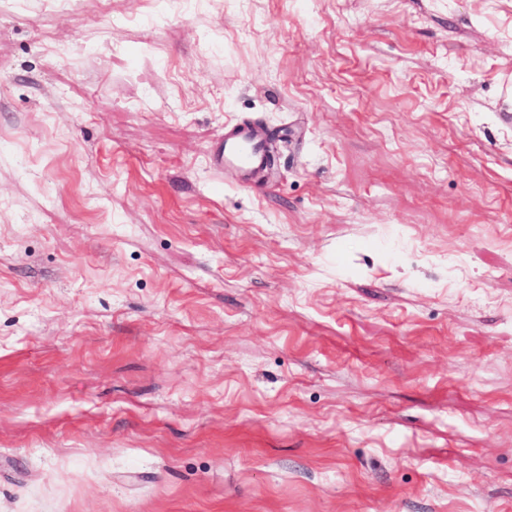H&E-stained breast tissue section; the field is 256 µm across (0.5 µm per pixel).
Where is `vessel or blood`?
I'll use <instances>...</instances> for the list:
<instances>
[{"label":"vessel or blood","mask_w":512,"mask_h":512,"mask_svg":"<svg viewBox=\"0 0 512 512\" xmlns=\"http://www.w3.org/2000/svg\"><path fill=\"white\" fill-rule=\"evenodd\" d=\"M265 137L255 125L239 123L228 127L213 148L212 167L218 171L234 172L246 183L266 170Z\"/></svg>","instance_id":"vessel-or-blood-1"}]
</instances>
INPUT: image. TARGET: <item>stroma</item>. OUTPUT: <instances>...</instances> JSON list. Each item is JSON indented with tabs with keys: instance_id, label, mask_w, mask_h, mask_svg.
<instances>
[{
	"instance_id": "1",
	"label": "stroma",
	"mask_w": 512,
	"mask_h": 512,
	"mask_svg": "<svg viewBox=\"0 0 512 512\" xmlns=\"http://www.w3.org/2000/svg\"><path fill=\"white\" fill-rule=\"evenodd\" d=\"M505 112L512 0H0V512H512ZM265 137L255 125L239 123L224 130V138L213 148L211 167L234 172L240 182L247 183L266 171Z\"/></svg>"
}]
</instances>
